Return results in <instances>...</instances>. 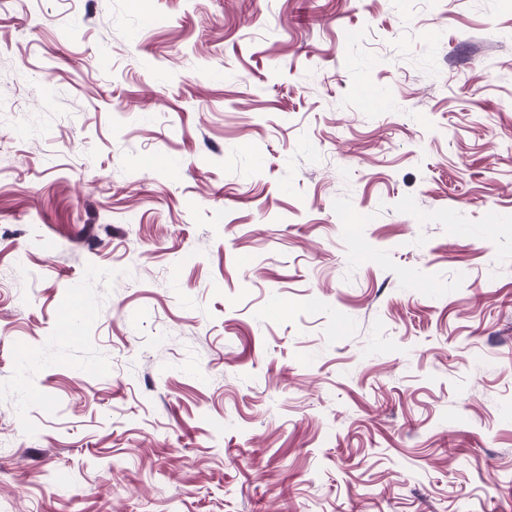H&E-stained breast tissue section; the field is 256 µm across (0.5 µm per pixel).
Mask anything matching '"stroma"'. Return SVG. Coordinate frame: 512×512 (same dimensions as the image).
<instances>
[{"label":"stroma","mask_w":512,"mask_h":512,"mask_svg":"<svg viewBox=\"0 0 512 512\" xmlns=\"http://www.w3.org/2000/svg\"><path fill=\"white\" fill-rule=\"evenodd\" d=\"M0 512H512V0H0Z\"/></svg>","instance_id":"35a3bbf8"}]
</instances>
